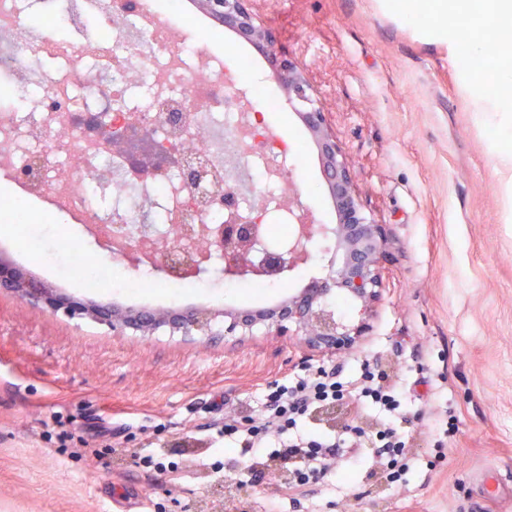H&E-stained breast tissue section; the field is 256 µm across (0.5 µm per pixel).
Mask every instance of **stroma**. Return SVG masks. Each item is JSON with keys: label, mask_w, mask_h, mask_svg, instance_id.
<instances>
[{"label": "stroma", "mask_w": 512, "mask_h": 512, "mask_svg": "<svg viewBox=\"0 0 512 512\" xmlns=\"http://www.w3.org/2000/svg\"><path fill=\"white\" fill-rule=\"evenodd\" d=\"M190 24L245 52L260 84L278 82L222 23L181 0ZM260 20L303 66L318 105L351 159L372 217L389 225L384 295L361 351H305L289 337L230 348L205 336H116L0 292V512H512V172L476 112L479 75L426 29L380 0H255ZM271 121L300 139L294 171L317 221L336 213L317 150L279 100ZM50 198L29 202L26 231L0 223V254L58 291L123 307L166 309L161 295L113 294L98 278L59 274L68 251L44 222ZM224 289L183 293L177 308L278 301ZM376 360L405 381L409 429L400 484L370 450L338 475L292 487L267 459L226 447L225 422L256 414L275 383L325 365ZM373 410L341 401L310 429L374 428ZM264 473L248 481L251 466Z\"/></svg>", "instance_id": "1"}]
</instances>
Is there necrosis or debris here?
<instances>
[{
    "label": "necrosis or debris",
    "instance_id": "obj_1",
    "mask_svg": "<svg viewBox=\"0 0 512 512\" xmlns=\"http://www.w3.org/2000/svg\"><path fill=\"white\" fill-rule=\"evenodd\" d=\"M28 0H0V77L9 82L12 105H0V168L16 172L40 162L49 173L54 209L80 224L155 226L158 234L182 229L186 222L212 229L228 222L224 209H202L186 217L179 172L155 182L132 179L124 159L102 142L92 140L73 120L77 112L113 109L150 121L154 136L180 150L202 156L212 173V187L232 189L241 214L261 217L263 241L287 245L296 231L284 195L270 171L298 159L296 143L276 133L266 113H252L261 99L256 85L244 77L247 58L237 66L214 51L207 29H189L176 11L158 12L152 0H103L105 15L116 18L112 35L88 44L46 38L44 28L28 21ZM54 57L79 62V71H46L34 59ZM179 112L183 121L172 129L165 117ZM110 207H103L104 194ZM159 256L138 267L135 277L111 279L115 288L152 293L162 282L172 295L191 288H209L210 270L222 267L212 255L207 270L196 277H160Z\"/></svg>",
    "mask_w": 512,
    "mask_h": 512
}]
</instances>
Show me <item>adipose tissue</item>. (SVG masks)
Returning a JSON list of instances; mask_svg holds the SVG:
<instances>
[{"label":"adipose tissue","instance_id":"adipose-tissue-1","mask_svg":"<svg viewBox=\"0 0 512 512\" xmlns=\"http://www.w3.org/2000/svg\"><path fill=\"white\" fill-rule=\"evenodd\" d=\"M423 18L446 40L451 55L475 56L481 52L480 31L512 32V0H427ZM493 70L496 80L482 116L488 126L500 127L512 119V61H497Z\"/></svg>","mask_w":512,"mask_h":512}]
</instances>
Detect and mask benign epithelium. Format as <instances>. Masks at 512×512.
Returning <instances> with one entry per match:
<instances>
[{"instance_id":"7a95c632","label":"benign epithelium","mask_w":512,"mask_h":512,"mask_svg":"<svg viewBox=\"0 0 512 512\" xmlns=\"http://www.w3.org/2000/svg\"><path fill=\"white\" fill-rule=\"evenodd\" d=\"M199 5L265 59L289 105L305 107L298 115L316 145L321 176L336 212V223L317 224L300 198L288 197V211L298 223V235L277 249L259 247L258 224H227L209 231L211 248L224 260V278L268 280L291 276L314 258L316 243L329 239L333 248L322 254V275L304 288L288 290L270 306L160 312L123 309L60 293L1 256L0 291L69 318L105 324L115 336H150L166 327L173 335H219L232 346L262 334L295 336L314 353L354 351L368 336L381 299L382 265L393 245L391 232L366 213L353 164L336 140L326 112L315 104L313 87L295 58L280 48L276 33L259 21L253 0H199ZM90 127L100 141L124 155L140 180L164 177L171 168L179 170L189 194L188 211H195L196 203L204 201L231 207V192L209 191L205 163L156 140L148 124H114L98 116L90 120ZM141 236L160 254L161 268L168 275L191 277L200 271V260L183 257L170 239L152 237L151 227L143 226ZM340 299L349 303L354 315L340 311ZM216 325L220 326L217 331L213 330Z\"/></svg>"}]
</instances>
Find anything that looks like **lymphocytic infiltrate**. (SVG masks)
<instances>
[{"label": "lymphocytic infiltrate", "mask_w": 512, "mask_h": 512, "mask_svg": "<svg viewBox=\"0 0 512 512\" xmlns=\"http://www.w3.org/2000/svg\"><path fill=\"white\" fill-rule=\"evenodd\" d=\"M346 398L375 409L384 419L382 430L371 434L359 426L348 425L344 436L338 438L324 434L288 438V430L298 420L311 415L324 403ZM401 418L396 387L386 373L362 367L354 383L348 386L340 381L336 370L321 367L294 385L276 387L260 416L225 424L224 435L243 454L259 456L269 452L273 457L290 460V474L295 486L300 487L330 472L335 459L358 458L360 450L367 445L372 448L373 463L386 469L393 467L406 448L396 426Z\"/></svg>", "instance_id": "1"}]
</instances>
